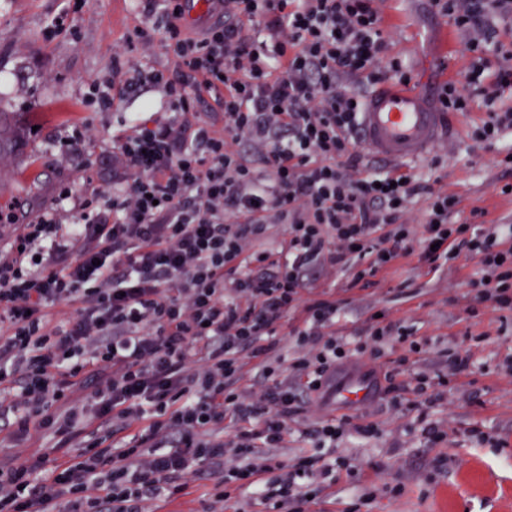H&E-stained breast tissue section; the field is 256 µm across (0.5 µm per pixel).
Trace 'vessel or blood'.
Returning a JSON list of instances; mask_svg holds the SVG:
<instances>
[{
  "instance_id": "1",
  "label": "vessel or blood",
  "mask_w": 512,
  "mask_h": 512,
  "mask_svg": "<svg viewBox=\"0 0 512 512\" xmlns=\"http://www.w3.org/2000/svg\"><path fill=\"white\" fill-rule=\"evenodd\" d=\"M224 13L221 0H187L184 20L207 25ZM364 147L390 162L423 158L447 137L444 115L432 111L421 88L391 86L373 92L360 114Z\"/></svg>"
}]
</instances>
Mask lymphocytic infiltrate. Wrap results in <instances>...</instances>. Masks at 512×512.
<instances>
[{
	"label": "lymphocytic infiltrate",
	"mask_w": 512,
	"mask_h": 512,
	"mask_svg": "<svg viewBox=\"0 0 512 512\" xmlns=\"http://www.w3.org/2000/svg\"><path fill=\"white\" fill-rule=\"evenodd\" d=\"M377 0H224L222 19L189 31L180 0H142L144 25L128 45L160 46L173 70L121 67L94 85L90 101L111 111L147 86L169 102L162 118L131 116L112 140L124 179L113 190L81 174L63 184L36 219L0 209L14 226L0 250V433L24 447L48 437L41 455L0 466V512H147L179 497L187 479L205 481L213 503L248 489L270 512H309L301 478L326 479L319 451L345 438L377 435L374 423L328 416L307 427L314 455H273L304 399L328 403L354 355L404 356L387 367L393 407L447 385L469 366L447 349V373L406 377L420 350L409 325L373 317L355 346L336 335L339 301L303 292L324 272H349L346 289L371 286L398 258L417 254L436 271L465 255L483 276L476 300L512 312V226L475 208L452 223L459 201L411 174L368 171L361 145L360 86L384 75L406 82L398 57L376 64L389 44ZM467 38L474 59L462 78L438 87L442 112L469 111L480 87L490 117L471 137L492 143L512 127V69L484 73L504 54L496 20L512 0H432ZM160 16L153 28L148 18ZM212 100L222 128L201 118ZM427 201L422 223L403 216ZM301 311L290 336L298 351L282 365L281 321ZM269 384L241 387L247 362ZM288 368L295 385L278 373ZM84 401H73V390ZM246 427L225 434L227 415Z\"/></svg>",
	"instance_id": "lymphocytic-infiltrate-1"
}]
</instances>
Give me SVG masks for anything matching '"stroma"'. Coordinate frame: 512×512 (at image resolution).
Here are the masks:
<instances>
[{
	"instance_id": "35a3bbf8",
	"label": "stroma",
	"mask_w": 512,
	"mask_h": 512,
	"mask_svg": "<svg viewBox=\"0 0 512 512\" xmlns=\"http://www.w3.org/2000/svg\"><path fill=\"white\" fill-rule=\"evenodd\" d=\"M9 2L0 10V109L14 113L27 134L19 154L0 162V180L12 182L15 205L32 216L51 205L79 169L111 189L123 176L105 156L113 136L143 101L157 111L168 107L162 92L143 90L112 111L97 112L84 100L90 83L107 76L116 59L127 71L165 68L169 61L157 46L126 48L141 22L134 0H88L72 29L56 34L49 27L64 0ZM380 8L392 23L391 55L427 94L469 65L466 38L429 0H382ZM487 118L478 98L470 112L449 113V139L406 169L455 195L461 217L479 207L490 220L512 225V195L499 192L505 182L499 161L512 150V128L491 145L473 140L471 129ZM79 125L94 138L83 155L64 157V131ZM24 165L39 169L38 180L18 181ZM479 275L476 260L466 256L430 273L413 254L378 273L376 286L365 290L344 291L347 274L340 270L320 279V292L344 303L337 325L345 333L365 332L382 311L391 321L415 326L426 343L423 353L411 355L410 371H445L439 352L454 342L468 351L471 372L439 388L438 400L423 414L378 398L337 404V414L362 416L377 424L379 434L353 435L340 444L336 480L312 512H512V312L477 302L469 282ZM428 422L444 432L440 443H429L423 432ZM476 429L489 433L491 442L476 444Z\"/></svg>"
}]
</instances>
